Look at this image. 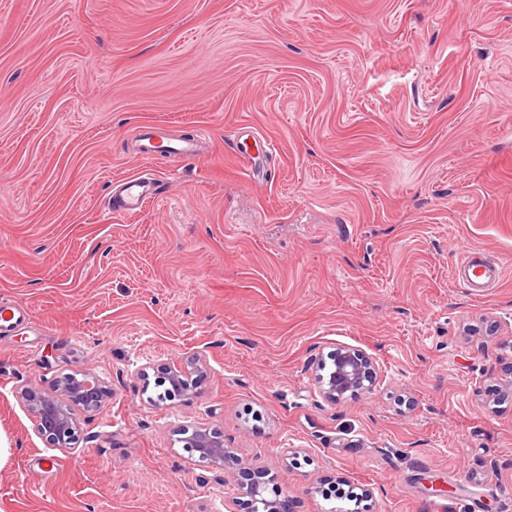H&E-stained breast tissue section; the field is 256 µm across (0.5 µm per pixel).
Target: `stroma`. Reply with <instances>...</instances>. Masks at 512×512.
I'll list each match as a JSON object with an SVG mask.
<instances>
[{
  "mask_svg": "<svg viewBox=\"0 0 512 512\" xmlns=\"http://www.w3.org/2000/svg\"><path fill=\"white\" fill-rule=\"evenodd\" d=\"M144 125L205 153L144 162ZM139 172L160 196L115 213ZM469 250L504 267L481 297ZM0 311L30 318L0 330V512H245L251 470L293 512H512V0H0ZM345 345L378 379L332 404L310 364ZM72 374L111 395L55 448L20 392ZM503 276V266L491 259L465 256L458 262L454 278L460 288L470 295H480L492 288ZM200 360L201 359H197V362L193 364L194 366L190 368L188 366L170 364L159 365L158 368L161 367L160 374H162L160 377L162 379L161 382L166 380L175 393V396L180 398L189 397L193 394V390L196 387L197 380L193 375L197 376L196 373L199 371L197 365ZM184 447L194 448L198 457L219 467L221 470L232 458L229 448H224V438L220 433L208 428H196L189 437L184 438Z\"/></svg>",
  "mask_w": 512,
  "mask_h": 512,
  "instance_id": "stroma-1",
  "label": "stroma"
}]
</instances>
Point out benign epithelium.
Masks as SVG:
<instances>
[{"label":"benign epithelium","instance_id":"1","mask_svg":"<svg viewBox=\"0 0 512 512\" xmlns=\"http://www.w3.org/2000/svg\"><path fill=\"white\" fill-rule=\"evenodd\" d=\"M332 370L322 374L323 365L315 367V380L322 396L331 403L342 401L346 394L370 390L375 384L377 372L373 357L353 346H341L332 354ZM197 366L161 365V379L167 381L176 396L188 397L196 387ZM106 386L94 375L82 378L67 377L60 380L58 394L43 395L32 388L24 390V398L36 417L38 433L55 447L72 444L76 438L77 424L71 406L80 405L88 411H98L104 405ZM184 447L192 448L198 457L219 468L232 458L224 447L221 434L199 427L185 438ZM246 497L247 512H292L291 499L283 493L274 498L266 496V484L259 481L241 487Z\"/></svg>","mask_w":512,"mask_h":512}]
</instances>
